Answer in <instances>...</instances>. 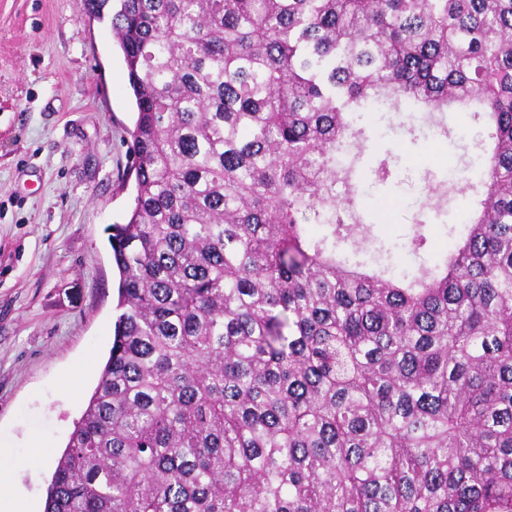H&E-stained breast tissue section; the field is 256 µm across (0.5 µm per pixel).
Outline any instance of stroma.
<instances>
[{"label":"stroma","instance_id":"35a3bbf8","mask_svg":"<svg viewBox=\"0 0 512 512\" xmlns=\"http://www.w3.org/2000/svg\"><path fill=\"white\" fill-rule=\"evenodd\" d=\"M135 119L122 54L84 0H0V469L43 512L55 462L97 385L113 336L118 277L106 229L132 204L122 184ZM476 130L464 115L390 111L369 118L365 167L389 156L392 177H365L363 259L413 271L453 250L447 225L416 228L432 183L460 168L435 130ZM414 131H407V124ZM423 231L428 248L409 242ZM83 368L79 394L67 372Z\"/></svg>","mask_w":512,"mask_h":512}]
</instances>
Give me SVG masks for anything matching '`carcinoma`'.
I'll return each instance as SVG.
<instances>
[{
  "instance_id": "cac0c4a2",
  "label": "carcinoma",
  "mask_w": 512,
  "mask_h": 512,
  "mask_svg": "<svg viewBox=\"0 0 512 512\" xmlns=\"http://www.w3.org/2000/svg\"><path fill=\"white\" fill-rule=\"evenodd\" d=\"M85 8L135 98L134 194L44 512H512V0ZM374 100L483 126L431 189L467 198L463 242L406 279L358 258L347 114Z\"/></svg>"
}]
</instances>
